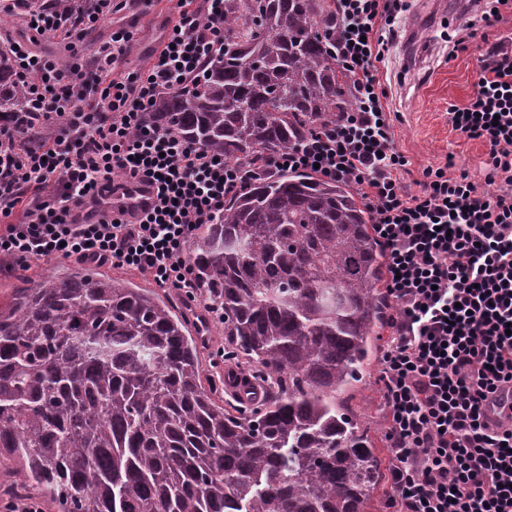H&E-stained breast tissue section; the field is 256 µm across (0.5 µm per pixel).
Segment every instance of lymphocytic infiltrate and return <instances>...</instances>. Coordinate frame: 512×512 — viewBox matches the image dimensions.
Wrapping results in <instances>:
<instances>
[{"mask_svg": "<svg viewBox=\"0 0 512 512\" xmlns=\"http://www.w3.org/2000/svg\"><path fill=\"white\" fill-rule=\"evenodd\" d=\"M82 26L32 12L29 25L75 48L119 6L92 0ZM159 50L137 73L113 78L130 30H113L90 65H60L13 51L29 109L0 119V263L57 255L148 274L191 292L187 249L215 223L224 199L252 177L304 171L354 186L372 215L384 256L390 338L379 380L393 512H512V192L478 190L467 171L423 173L417 193L403 178L388 91L377 73L397 38L404 0H336L332 52L352 105L334 124L253 167L225 161L145 123L160 96L187 90L224 48V0H177ZM452 129L488 149L486 180L512 185V51L479 58L474 95L450 106ZM53 125L31 137L32 125ZM156 187L150 211L114 217L121 182ZM24 221L12 223L17 208Z\"/></svg>", "mask_w": 512, "mask_h": 512, "instance_id": "f902f5d3", "label": "lymphocytic infiltrate"}]
</instances>
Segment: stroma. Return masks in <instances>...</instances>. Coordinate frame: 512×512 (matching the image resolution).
<instances>
[{
  "label": "stroma",
  "mask_w": 512,
  "mask_h": 512,
  "mask_svg": "<svg viewBox=\"0 0 512 512\" xmlns=\"http://www.w3.org/2000/svg\"><path fill=\"white\" fill-rule=\"evenodd\" d=\"M420 0H407V9L399 19V27L417 20L413 38H400L389 63L380 68L378 77L390 88L389 104L395 144L409 161V172L403 184L406 192L416 193L427 168L454 161L456 169L469 173L480 191L492 193L504 189V181L487 184V149L452 130L448 123L449 105L466 106L474 94L478 58L485 39L512 34V9L502 8V19L485 28L479 11L456 14L458 0H447V13L419 19ZM176 0H152L150 6L126 7L112 14L68 50L56 38L28 30L23 11L0 13V48L10 41L27 39L30 48L70 62L92 59L99 46L109 40L113 28L125 27L135 34L131 52L119 65L125 75L143 68L161 44L169 19L175 13ZM470 35L467 51L452 54L454 40ZM380 357L372 355L361 382L349 393L348 406L367 430L381 463H388L386 425L381 385L378 381Z\"/></svg>",
  "instance_id": "stroma-1"
}]
</instances>
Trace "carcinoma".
<instances>
[{"instance_id": "cac0c4a2", "label": "carcinoma", "mask_w": 512, "mask_h": 512, "mask_svg": "<svg viewBox=\"0 0 512 512\" xmlns=\"http://www.w3.org/2000/svg\"><path fill=\"white\" fill-rule=\"evenodd\" d=\"M331 0H224L210 76L147 120L247 165L300 145L350 104ZM0 49V114L23 112ZM371 214L303 171L250 183L197 236L196 291L223 313L224 358L267 389L233 413L193 320L152 288L76 263L0 306V456L56 512H364L382 470L339 394L386 312Z\"/></svg>"}]
</instances>
